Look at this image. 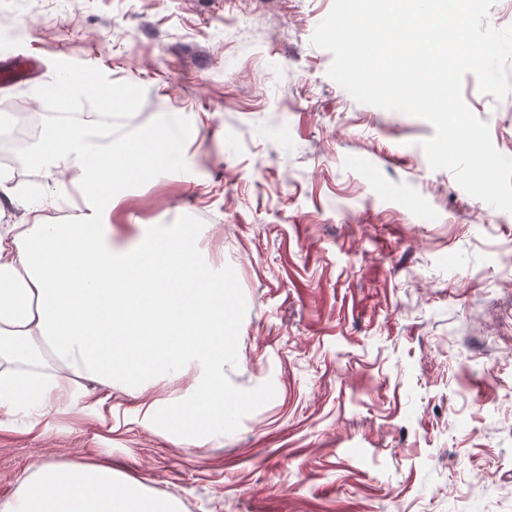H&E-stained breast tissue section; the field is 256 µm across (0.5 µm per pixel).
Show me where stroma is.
<instances>
[{
  "mask_svg": "<svg viewBox=\"0 0 512 512\" xmlns=\"http://www.w3.org/2000/svg\"><path fill=\"white\" fill-rule=\"evenodd\" d=\"M332 0H0V116L50 114L61 73L111 97L112 137L177 122L178 166L120 183L113 242L178 236L223 288L224 420L201 446L116 395L105 434L0 433V501L49 451L105 455L182 512H512V213L431 169L426 120L357 102L311 45ZM463 97L512 157V94ZM67 222L50 161L10 169ZM41 68V61L35 56H23L8 71L0 74L2 84H14L31 79Z\"/></svg>",
  "mask_w": 512,
  "mask_h": 512,
  "instance_id": "obj_1",
  "label": "stroma"
}]
</instances>
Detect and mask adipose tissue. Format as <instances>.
<instances>
[{"label": "adipose tissue", "instance_id": "ef3b65f1", "mask_svg": "<svg viewBox=\"0 0 512 512\" xmlns=\"http://www.w3.org/2000/svg\"><path fill=\"white\" fill-rule=\"evenodd\" d=\"M111 139L79 125H53L38 159L71 174L59 194L78 187L119 203L124 169ZM206 263L182 247L112 245L111 224L84 216L60 223L22 203L0 175V431L47 437L52 413H75L112 430L114 392L139 396L191 375L185 397L141 401L136 421L155 429L161 416L224 415V295L208 288ZM109 280L106 292L84 279ZM0 512H180L111 460L51 456L28 467Z\"/></svg>", "mask_w": 512, "mask_h": 512}]
</instances>
